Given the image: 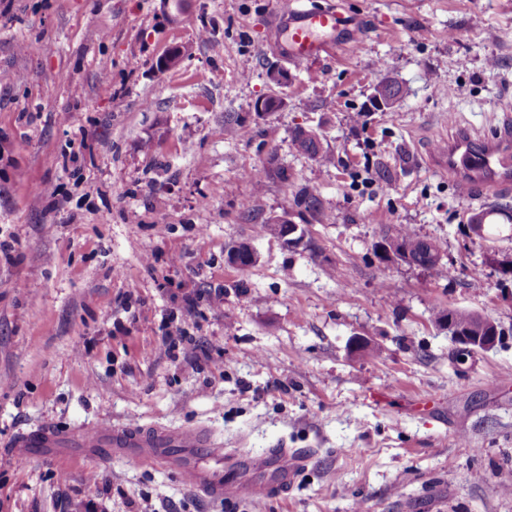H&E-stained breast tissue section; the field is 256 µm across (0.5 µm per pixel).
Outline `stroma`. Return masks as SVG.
Listing matches in <instances>:
<instances>
[{
	"instance_id": "obj_1",
	"label": "stroma",
	"mask_w": 512,
	"mask_h": 512,
	"mask_svg": "<svg viewBox=\"0 0 512 512\" xmlns=\"http://www.w3.org/2000/svg\"><path fill=\"white\" fill-rule=\"evenodd\" d=\"M336 2L362 47L297 67L268 36L283 0H0V512H512V223L491 211L512 192L429 166L435 141L506 120L512 0ZM387 77L405 93L370 111ZM299 127L335 165L293 153ZM272 163L327 221L247 178ZM274 214L299 244L258 232ZM393 224L438 240L444 274L382 264ZM440 310L492 319L498 343L460 354ZM131 419L313 460L288 494L246 470L217 502L132 456L16 459L22 432ZM294 205L309 213L314 218L323 221L328 217L322 211V203L316 187H304L294 194Z\"/></svg>"
}]
</instances>
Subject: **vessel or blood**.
<instances>
[{
  "label": "vessel or blood",
  "mask_w": 512,
  "mask_h": 512,
  "mask_svg": "<svg viewBox=\"0 0 512 512\" xmlns=\"http://www.w3.org/2000/svg\"><path fill=\"white\" fill-rule=\"evenodd\" d=\"M275 42L285 60L301 65L319 58L331 47L358 46L364 33L356 22L338 11L335 4L320 7L310 0H289L287 7L272 20ZM430 157L439 172L465 183L469 189L493 196L512 186V125L503 124L492 140L460 132L453 141H440L430 148ZM20 448H78L97 455L136 451L145 462H160L169 450L205 453L223 459L224 470L200 464L182 465L187 482L204 496L222 500L237 490L234 476L239 462L223 456L211 435L202 428L169 430L148 427L131 420L112 427L85 432L52 428L34 431L19 438ZM311 460L304 448H278L248 458V465L257 471H274L281 486L293 484L298 472Z\"/></svg>",
  "instance_id": "obj_1"
}]
</instances>
